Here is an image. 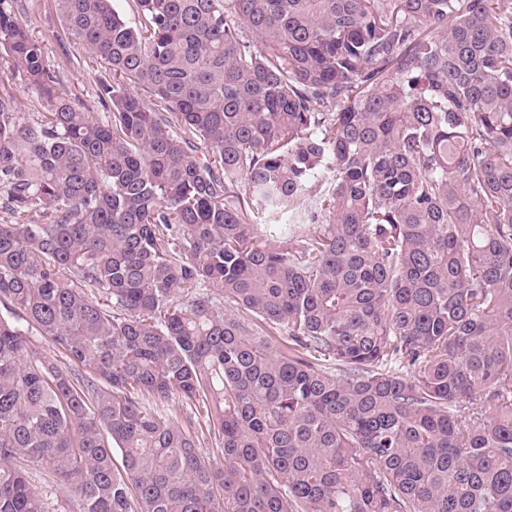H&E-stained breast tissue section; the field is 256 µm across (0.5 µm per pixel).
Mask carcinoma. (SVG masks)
I'll list each match as a JSON object with an SVG mask.
<instances>
[{"label": "carcinoma", "mask_w": 512, "mask_h": 512, "mask_svg": "<svg viewBox=\"0 0 512 512\" xmlns=\"http://www.w3.org/2000/svg\"><path fill=\"white\" fill-rule=\"evenodd\" d=\"M133 2L0 0V512H512V0ZM31 1L33 6L23 20L30 32L46 44L47 63L60 71L61 92L81 97L98 119L105 120L108 111L96 96L98 81L106 76L104 68L81 45L64 36L54 0ZM12 81L10 80V82H8L6 78H4L3 82L6 88L12 92L15 97L16 111L21 112V115L26 119L36 118L38 115L37 112H42L38 101L31 93L20 87L19 84H12ZM10 87H12V90ZM33 347L37 352V355L39 357H43L46 360H51L57 363L65 364L70 371H76V372H84V369L72 364L69 362V360L65 357V354L63 351L59 348V346L54 343L49 338H44L42 336H34L33 338ZM198 409L195 402L184 400L178 396H174L164 405L165 413L171 421L197 440L201 454L211 460H218L220 450L217 449L214 440L210 439L204 416L198 414ZM20 466L35 486L39 489L45 488L48 491V496L51 494V499H53L52 505L57 510L55 512H70L74 508L72 503L68 501V497L55 484V487H52L54 481L43 470L29 462H23ZM54 489H56V495Z\"/></svg>", "instance_id": "1"}]
</instances>
